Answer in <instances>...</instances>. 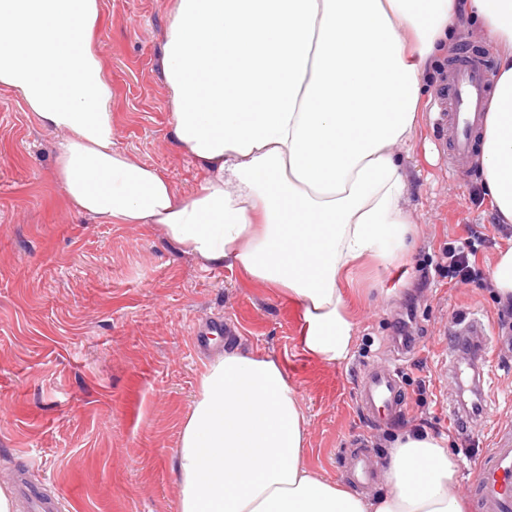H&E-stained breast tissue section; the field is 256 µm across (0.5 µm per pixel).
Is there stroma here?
Instances as JSON below:
<instances>
[{"label": "stroma", "mask_w": 512, "mask_h": 512, "mask_svg": "<svg viewBox=\"0 0 512 512\" xmlns=\"http://www.w3.org/2000/svg\"><path fill=\"white\" fill-rule=\"evenodd\" d=\"M172 8L173 0H104L97 40L118 147L186 195L205 172L170 136L160 36ZM57 139L0 90V486L36 488L62 512H177L180 424L207 361L194 354L192 332L220 313L231 333L216 339V350L277 357L296 384L312 470L353 487L345 458L354 443L376 466L393 435L414 427L448 439L457 490L466 493L474 455L512 429V335L500 328L503 311L487 280L512 228L495 223L476 166L451 168L435 112L423 109L405 158L422 233L406 263L353 272L356 339L334 364L303 351L298 309L274 290L234 269L211 277L146 225L76 214L55 179ZM474 235L481 278L462 285L440 277V247ZM411 306L418 343L408 351L392 336ZM472 310L491 338L484 362L464 372L483 408L464 432L450 412L461 395L444 388L438 366L445 327ZM394 362L407 409L391 423L367 424L357 384L371 365Z\"/></svg>", "instance_id": "obj_1"}]
</instances>
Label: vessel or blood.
I'll list each match as a JSON object with an SVG mask.
<instances>
[{
  "instance_id": "vessel-or-blood-1",
  "label": "vessel or blood",
  "mask_w": 512,
  "mask_h": 512,
  "mask_svg": "<svg viewBox=\"0 0 512 512\" xmlns=\"http://www.w3.org/2000/svg\"><path fill=\"white\" fill-rule=\"evenodd\" d=\"M447 81L437 92L434 106L441 113L442 133L454 168L466 167L474 154L491 90L487 56L469 51L451 58ZM452 336H484L486 323L478 314L453 319ZM359 401L368 422L378 423L383 413H400L406 398L398 369L372 368L359 387ZM473 487L476 512H512V432H496L491 448L479 458Z\"/></svg>"
}]
</instances>
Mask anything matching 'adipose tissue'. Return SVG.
Segmentation results:
<instances>
[{
  "mask_svg": "<svg viewBox=\"0 0 512 512\" xmlns=\"http://www.w3.org/2000/svg\"><path fill=\"white\" fill-rule=\"evenodd\" d=\"M102 13L103 0H0V88L58 134L64 197L278 291L298 306L311 356L349 352L352 270L409 253L401 153L426 68L466 20L497 46L475 162L512 224V0H175L161 37L171 134L206 172L187 196L113 141ZM305 447L280 359L225 352L205 364L181 423L178 512H465L446 439L403 430L372 496L323 479Z\"/></svg>",
  "mask_w": 512,
  "mask_h": 512,
  "instance_id": "obj_1",
  "label": "adipose tissue"
}]
</instances>
